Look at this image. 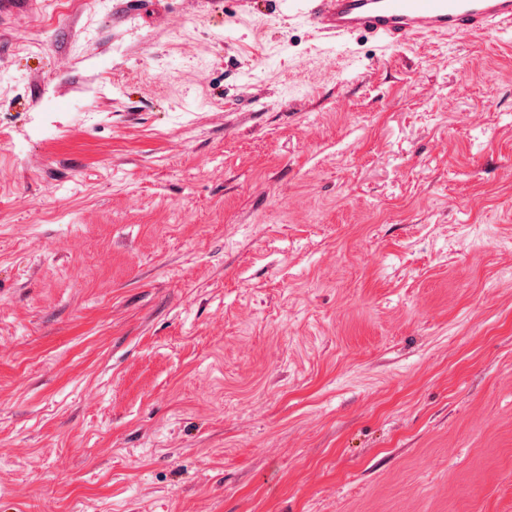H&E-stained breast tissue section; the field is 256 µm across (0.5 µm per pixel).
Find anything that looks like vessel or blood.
<instances>
[{
    "label": "vessel or blood",
    "mask_w": 512,
    "mask_h": 512,
    "mask_svg": "<svg viewBox=\"0 0 512 512\" xmlns=\"http://www.w3.org/2000/svg\"><path fill=\"white\" fill-rule=\"evenodd\" d=\"M288 17L343 45L364 37L387 50L427 37L512 32V0H288Z\"/></svg>",
    "instance_id": "obj_1"
}]
</instances>
